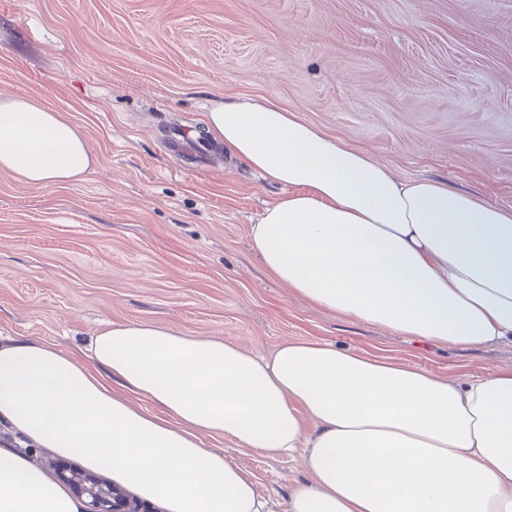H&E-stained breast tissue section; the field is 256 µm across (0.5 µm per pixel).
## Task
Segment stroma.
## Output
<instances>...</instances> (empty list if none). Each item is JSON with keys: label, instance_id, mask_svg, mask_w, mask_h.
<instances>
[{"label": "stroma", "instance_id": "obj_1", "mask_svg": "<svg viewBox=\"0 0 512 512\" xmlns=\"http://www.w3.org/2000/svg\"><path fill=\"white\" fill-rule=\"evenodd\" d=\"M0 95L68 113L98 157L84 181L0 172V336L77 352L108 322L269 352L322 339L442 376L512 368L327 313L261 267L249 228L279 197L216 142L206 108L276 100L402 179L512 207V0H0ZM284 501L298 459L238 451Z\"/></svg>", "mask_w": 512, "mask_h": 512}]
</instances>
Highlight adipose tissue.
<instances>
[{"mask_svg":"<svg viewBox=\"0 0 512 512\" xmlns=\"http://www.w3.org/2000/svg\"><path fill=\"white\" fill-rule=\"evenodd\" d=\"M203 132L286 192L250 227L267 273L318 307L403 336L512 343V208L401 180L272 100L213 103ZM96 156L66 113L0 97V172L71 184ZM0 423L163 512H275L238 450L300 455L284 512H512V368L440 376L322 340L262 354L113 322L75 355L0 337ZM0 446V512H85Z\"/></svg>","mask_w":512,"mask_h":512,"instance_id":"adipose-tissue-1","label":"adipose tissue"}]
</instances>
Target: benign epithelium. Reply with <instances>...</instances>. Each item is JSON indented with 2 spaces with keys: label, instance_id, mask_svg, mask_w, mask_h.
Instances as JSON below:
<instances>
[{
  "label": "benign epithelium",
  "instance_id": "obj_1",
  "mask_svg": "<svg viewBox=\"0 0 512 512\" xmlns=\"http://www.w3.org/2000/svg\"><path fill=\"white\" fill-rule=\"evenodd\" d=\"M57 473L62 481L71 485L76 495L88 499V512H157L94 473L77 474L61 464Z\"/></svg>",
  "mask_w": 512,
  "mask_h": 512
}]
</instances>
